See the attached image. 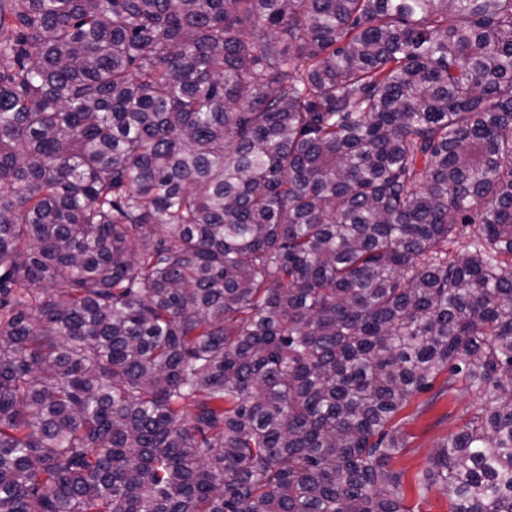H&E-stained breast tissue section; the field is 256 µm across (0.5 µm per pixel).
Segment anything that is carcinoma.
Here are the masks:
<instances>
[{
  "mask_svg": "<svg viewBox=\"0 0 512 512\" xmlns=\"http://www.w3.org/2000/svg\"><path fill=\"white\" fill-rule=\"evenodd\" d=\"M434 488L512 512V0H0V512ZM430 396L429 393L416 396L402 412V415L411 416L404 427L409 435V447L406 453L393 460L391 466L395 470L405 471L408 481L427 468V458L434 447L456 429L454 422L442 419L443 415L447 412L461 415L478 402L475 393L456 392L426 410L419 411L423 409L422 403Z\"/></svg>",
  "mask_w": 512,
  "mask_h": 512,
  "instance_id": "carcinoma-1",
  "label": "carcinoma"
}]
</instances>
